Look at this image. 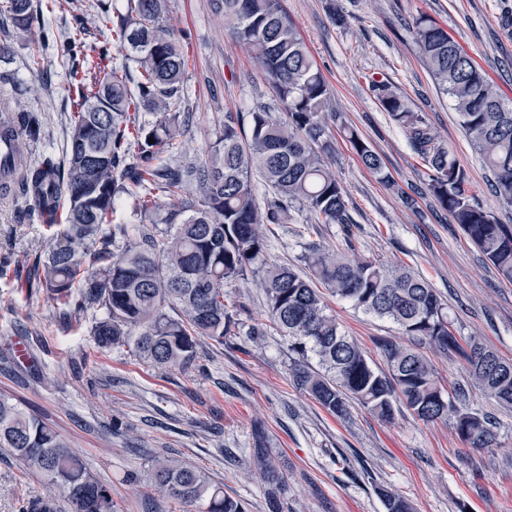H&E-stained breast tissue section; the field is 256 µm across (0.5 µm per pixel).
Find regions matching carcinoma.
Listing matches in <instances>:
<instances>
[{
  "label": "carcinoma",
  "instance_id": "1",
  "mask_svg": "<svg viewBox=\"0 0 512 512\" xmlns=\"http://www.w3.org/2000/svg\"><path fill=\"white\" fill-rule=\"evenodd\" d=\"M166 6L167 0H127V12L115 17L102 7L98 21L119 35L125 62L91 84L85 83L87 73L104 72L107 53L84 52L85 27L79 21L59 36L61 53L71 62L77 112L62 158L43 156L16 187L30 200L29 220L62 224L55 242L36 257L29 287L45 289L76 315L103 310L90 329L98 348L131 342L135 354L157 368L187 369L196 361L199 339L222 345L236 325L224 303V282L260 272L270 325L288 337L297 355L293 380L324 409L342 417L355 402L388 421L399 401L423 421H452L471 448L495 445L490 418L459 407L468 396L465 388L444 393L427 357L380 337L377 348L387 370H377L327 312L330 295L391 320L403 335L461 356L484 396L512 406V362L472 338L460 342L447 304L426 280L318 246L305 249L300 268L266 260L269 225L288 223L295 204L322 224L353 223L343 189L325 162L335 153L333 129L343 133L367 170L395 185L370 143L331 111L329 85L280 0H218V8L232 38L251 50L281 113L267 104L255 106L245 119L225 113L214 145L202 161L189 165L162 157L185 132L189 38L163 24ZM1 21L18 33L43 26V46L57 37L34 12L32 0H0ZM414 40L493 172L496 196L512 207V102L437 22L419 18ZM369 89L424 161L428 193L511 283L512 226L477 202L465 169L422 113L383 80H371ZM16 129L22 140H39L42 114L0 112V139L14 136ZM254 171L273 190L262 206L251 181ZM162 196L175 203L164 206ZM122 201L132 202L142 224L114 223ZM117 236L124 245L115 253L110 239ZM0 448L47 485L22 512H60L63 500L73 512H114L112 490L61 435L2 395ZM253 459L269 495L276 497L284 478L268 449L257 445ZM153 477L158 488L200 512H246L241 501L224 494L223 484L177 460L157 461ZM381 496L386 512H412L403 497L387 491Z\"/></svg>",
  "mask_w": 512,
  "mask_h": 512
}]
</instances>
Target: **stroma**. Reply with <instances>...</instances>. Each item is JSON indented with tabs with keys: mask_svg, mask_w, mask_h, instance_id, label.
<instances>
[{
	"mask_svg": "<svg viewBox=\"0 0 512 512\" xmlns=\"http://www.w3.org/2000/svg\"><path fill=\"white\" fill-rule=\"evenodd\" d=\"M52 28L82 18L85 41L107 47L114 63L125 51L112 29L99 24L100 0H32ZM332 92L334 111L373 146L398 189L381 183L337 137L331 165L342 186L351 224H320L302 206L287 224L271 226L266 259L298 264L314 244L383 266H403L426 279L448 306L458 335L475 337L512 359V284L441 210L432 196L408 208L401 191L422 188L423 161L406 131L391 120L369 90L389 82L422 112L439 140L466 169L484 209L512 225V207L495 196L492 175L458 123L451 101L436 91L412 33L428 15L446 27L512 99V0H282ZM343 15L336 24L334 15ZM165 24L191 35L186 74L190 131L165 157L202 159L217 139L225 113L245 112L273 97L249 49L224 31L214 0H169ZM5 50L0 97L11 109L45 116V139L33 156L61 153L75 95L69 66L56 47L44 48V72L25 66L30 37L0 27ZM25 198L0 193V394L57 430L97 478L112 489L115 512H189L160 494L150 472L155 459L176 458L222 482L246 512H385L382 492L404 497L412 512H512V408L480 392L465 406L490 416L498 445L474 450L448 421L425 422L404 406L383 421L358 404L338 417L292 379L295 355L288 339L271 330L250 339L248 327L267 320L260 274L225 283L238 325L223 344L204 339L187 370L161 372L135 356L132 346L98 349L90 334L96 310L73 321L45 292L29 288V269L54 231L29 223ZM346 335L377 369L386 362L379 337L414 346L398 325L346 301L329 299ZM262 431L285 479L277 506L254 466L255 431ZM46 491L20 461L0 455V512H22Z\"/></svg>",
	"mask_w": 512,
	"mask_h": 512,
	"instance_id": "stroma-1",
	"label": "stroma"
}]
</instances>
